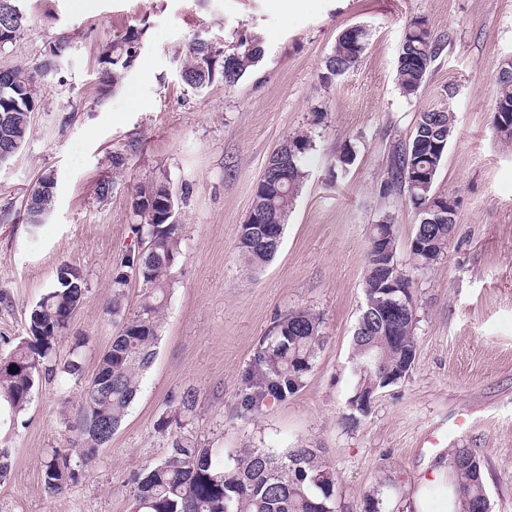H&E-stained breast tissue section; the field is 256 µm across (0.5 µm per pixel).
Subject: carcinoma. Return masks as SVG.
<instances>
[{
    "label": "carcinoma",
    "mask_w": 512,
    "mask_h": 512,
    "mask_svg": "<svg viewBox=\"0 0 512 512\" xmlns=\"http://www.w3.org/2000/svg\"><path fill=\"white\" fill-rule=\"evenodd\" d=\"M143 36L144 28L132 25L99 55L104 89L118 88L123 70L138 56ZM367 36L363 29L354 38L343 35L336 40L325 62L323 82H331L358 64L367 48ZM446 43L447 37L432 32L426 20H410L397 59V81L404 95L418 94ZM62 45H68L64 38L49 49L36 67L14 69L22 83L19 89L0 90V113H13L10 120L0 121L1 148L16 140L25 141L22 131H30L32 113L37 108V94L29 93L26 86L37 83V78L53 67ZM231 53V64H220L221 50L192 39L184 50L183 81L197 91L211 86L218 76L226 85L237 83L265 54L261 34L254 31L238 39ZM495 84L492 123L500 139L512 143V118L498 119L504 112L512 115V74L495 77ZM454 133L455 116L449 108L420 113L411 138L393 145L389 151L386 185L403 191L415 209L425 206L435 194V179L445 158L446 149L438 148V144L450 141ZM286 143L292 145V152L286 151L271 161L267 172V179L277 182L278 187L260 183L253 195L252 206L263 212L266 223L242 224L238 229L237 248L254 272L264 268L278 251L279 245L270 234L283 235L288 214L306 178L302 159L313 149L311 136L302 131ZM50 179L49 174L40 176L29 191L36 204V209L27 211L31 224L41 210L53 206V198L43 197L37 190L38 185ZM171 194L170 185L160 179L132 188L133 214L138 221L133 233L145 249L140 255L134 249L128 250L112 268V299L106 310L112 315L116 332L82 390L74 422L68 425L69 430L79 434L76 456L54 451L44 464L43 484L52 496L76 481L80 470L88 468L100 449L111 442L140 391L143 371L154 360L182 225L157 222L149 205ZM419 217L414 237L425 242L427 249L414 251L412 256L414 269L424 273L447 254L448 222H428L427 212ZM135 263L140 266L142 295L136 311L129 312L125 296ZM389 265L386 273L371 255H366L365 306L353 336L357 384L349 400L350 413L346 414V420L353 424L367 413L360 400L369 388H387L382 383L383 376L400 370L409 372L416 354L413 312L406 309L397 316L383 314L389 297L408 299L414 285L411 277L401 273L399 279L405 292L388 295V274L396 271L394 262ZM86 292L82 271L61 263L54 283L30 309L24 336L9 350L0 351V410L8 411L12 420L26 410L39 383L51 382L61 375L81 378L84 338L74 337L70 357L64 361L58 358L57 348ZM325 342L318 315L304 309L289 313L276 324L257 355L254 371L247 378L252 393L247 395L245 406L252 410L267 399L283 400L296 393ZM173 424L179 431L172 436L167 455L134 474L133 512H340L336 474L320 460L317 449L291 448L278 456L265 448H243L233 463L226 465L213 449L199 443L180 420L164 417L157 428L165 432ZM450 467L455 480L449 495L455 501V512H491L478 453L458 448L451 453Z\"/></svg>",
    "instance_id": "carcinoma-1"
}]
</instances>
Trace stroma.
I'll use <instances>...</instances> for the list:
<instances>
[{"instance_id":"1","label":"stroma","mask_w":512,"mask_h":512,"mask_svg":"<svg viewBox=\"0 0 512 512\" xmlns=\"http://www.w3.org/2000/svg\"><path fill=\"white\" fill-rule=\"evenodd\" d=\"M17 41L1 67L40 63L59 38L69 49L39 79V107L18 153L0 164V337L24 333L31 307L59 264L79 268L88 291L59 345L85 336V376L115 328L105 306L112 267L134 241L132 188L163 179L178 199L180 252L161 338L141 391L109 446L61 495H48L43 464L70 453L81 384L64 376L36 386L20 423L0 421L11 448L0 512H132L134 472L163 458L159 432L185 390L195 395L190 428L219 454L304 445L336 473L342 512H364L378 492L385 512H409L425 466L455 448L483 459L491 512H512V144L491 121L502 58L512 56V0H28ZM425 18L452 41L417 94H401L396 61L411 19ZM145 24L140 53L119 88L103 94L99 55L128 26ZM362 25L360 63L332 83L320 75L338 35ZM259 30L265 55L233 85L205 90L180 77L181 52L196 37L226 48ZM455 98H448V90ZM453 105L455 135L435 181L457 203L446 256L413 272L418 215L385 189L388 151L408 140L418 113ZM314 147L275 259L246 270L237 249L256 183L272 152L299 131ZM352 162L339 166L343 152ZM122 154L123 167L112 165ZM56 181L38 227L24 201L39 175ZM111 191L99 196L97 188ZM390 217L397 260L415 280L416 355L397 384L381 390L357 424L345 416L357 379L352 336L372 224ZM297 309L320 316L327 337L300 390L247 410L245 377L276 321Z\"/></svg>"}]
</instances>
